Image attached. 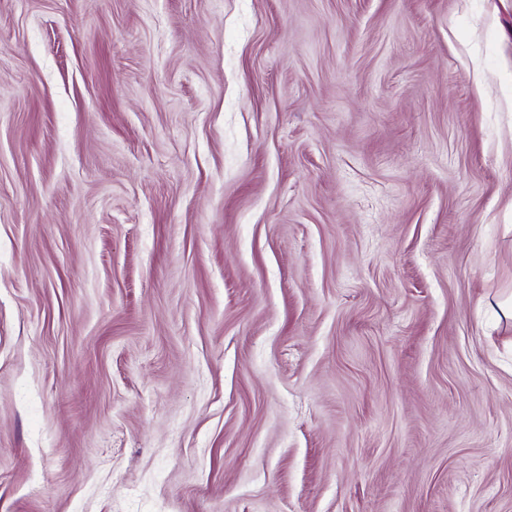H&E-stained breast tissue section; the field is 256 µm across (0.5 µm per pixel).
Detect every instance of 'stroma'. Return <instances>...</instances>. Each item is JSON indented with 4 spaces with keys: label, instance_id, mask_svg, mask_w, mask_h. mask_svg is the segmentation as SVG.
<instances>
[{
    "label": "stroma",
    "instance_id": "stroma-1",
    "mask_svg": "<svg viewBox=\"0 0 512 512\" xmlns=\"http://www.w3.org/2000/svg\"><path fill=\"white\" fill-rule=\"evenodd\" d=\"M512 0H0V512H512Z\"/></svg>",
    "mask_w": 512,
    "mask_h": 512
}]
</instances>
